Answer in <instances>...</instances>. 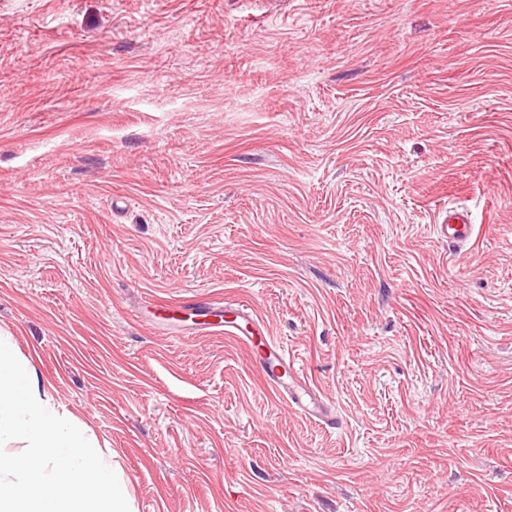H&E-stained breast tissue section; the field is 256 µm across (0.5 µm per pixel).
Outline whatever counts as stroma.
<instances>
[{
  "label": "stroma",
  "mask_w": 512,
  "mask_h": 512,
  "mask_svg": "<svg viewBox=\"0 0 512 512\" xmlns=\"http://www.w3.org/2000/svg\"><path fill=\"white\" fill-rule=\"evenodd\" d=\"M0 328L137 512H512V0H0ZM469 216L461 208L448 209V213L439 217L436 224L441 237L453 247L470 243L475 235V226ZM210 327H223L220 331L249 349L258 365L265 384L281 395L297 410L318 419L327 417L310 384L295 369L288 351L269 336L265 323L252 308L242 303L224 305V325L196 323ZM241 324L244 325V329Z\"/></svg>",
  "instance_id": "stroma-1"
}]
</instances>
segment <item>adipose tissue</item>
I'll list each match as a JSON object with an SVG mask.
<instances>
[{"label":"adipose tissue","mask_w":512,"mask_h":512,"mask_svg":"<svg viewBox=\"0 0 512 512\" xmlns=\"http://www.w3.org/2000/svg\"><path fill=\"white\" fill-rule=\"evenodd\" d=\"M0 330V512H135L111 450Z\"/></svg>","instance_id":"adipose-tissue-1"}]
</instances>
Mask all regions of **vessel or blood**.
<instances>
[{"label":"vessel or blood","instance_id":"b4317fda","mask_svg":"<svg viewBox=\"0 0 512 512\" xmlns=\"http://www.w3.org/2000/svg\"><path fill=\"white\" fill-rule=\"evenodd\" d=\"M437 228L441 237L455 247L470 243L475 235V226L468 212L460 208L439 217ZM223 332L249 349L267 387L302 413L318 419L326 418L322 401L296 371L287 350L269 336L265 323L252 308L242 303L225 306Z\"/></svg>","mask_w":512,"mask_h":512}]
</instances>
